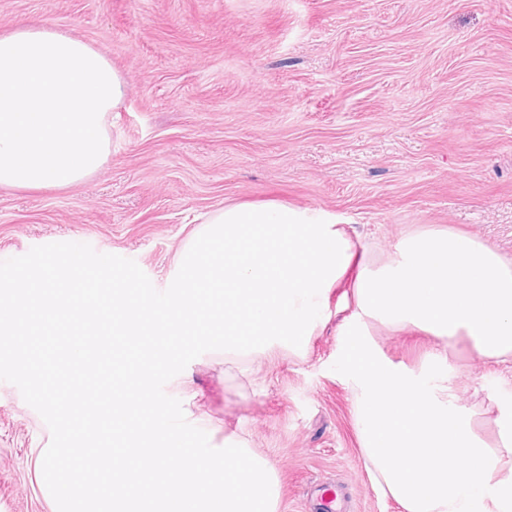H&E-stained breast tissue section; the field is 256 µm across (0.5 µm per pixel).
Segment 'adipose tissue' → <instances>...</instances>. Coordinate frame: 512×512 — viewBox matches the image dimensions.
Here are the masks:
<instances>
[{"mask_svg": "<svg viewBox=\"0 0 512 512\" xmlns=\"http://www.w3.org/2000/svg\"><path fill=\"white\" fill-rule=\"evenodd\" d=\"M123 79L88 43L46 26L0 34V188H66L101 168Z\"/></svg>", "mask_w": 512, "mask_h": 512, "instance_id": "adipose-tissue-1", "label": "adipose tissue"}]
</instances>
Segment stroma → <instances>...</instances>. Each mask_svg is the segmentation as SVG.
<instances>
[{
	"instance_id": "obj_1",
	"label": "stroma",
	"mask_w": 512,
	"mask_h": 512,
	"mask_svg": "<svg viewBox=\"0 0 512 512\" xmlns=\"http://www.w3.org/2000/svg\"><path fill=\"white\" fill-rule=\"evenodd\" d=\"M20 24L100 50L125 95L97 172L0 189V260L86 243L134 260L162 291L199 216L269 200L329 213L377 263L402 231L440 226L512 259V0H0V33ZM351 313L329 292L305 354L211 351L165 386L213 447L233 431L274 461L278 512H306L304 490L326 485L345 487L354 512H400L368 478L332 369ZM367 330L418 373L446 352L456 404L496 442L490 405L512 396V356L481 359L466 336ZM50 441L0 381V512H53L36 468Z\"/></svg>"
}]
</instances>
